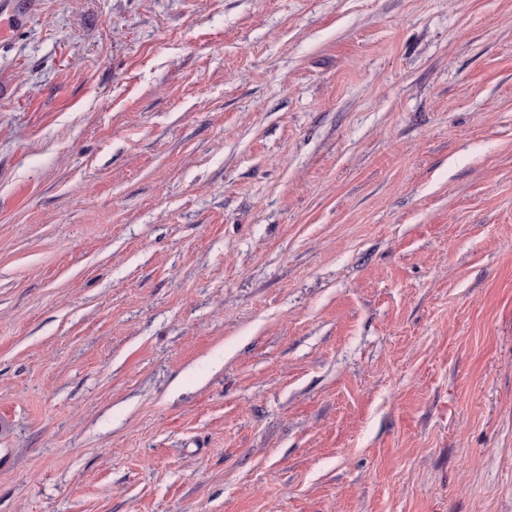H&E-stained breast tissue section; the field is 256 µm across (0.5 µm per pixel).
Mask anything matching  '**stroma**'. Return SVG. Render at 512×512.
Here are the masks:
<instances>
[{"mask_svg":"<svg viewBox=\"0 0 512 512\" xmlns=\"http://www.w3.org/2000/svg\"><path fill=\"white\" fill-rule=\"evenodd\" d=\"M0 7V512H512V0Z\"/></svg>","mask_w":512,"mask_h":512,"instance_id":"35a3bbf8","label":"stroma"}]
</instances>
